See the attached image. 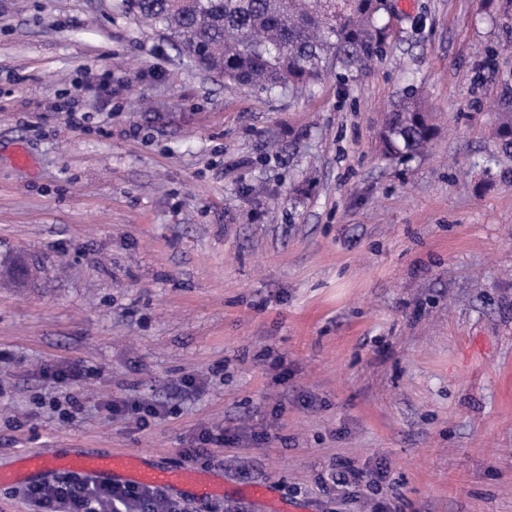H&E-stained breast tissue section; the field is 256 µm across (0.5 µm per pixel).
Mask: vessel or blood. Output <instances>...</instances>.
Masks as SVG:
<instances>
[{
	"instance_id": "1",
	"label": "vessel or blood",
	"mask_w": 512,
	"mask_h": 512,
	"mask_svg": "<svg viewBox=\"0 0 512 512\" xmlns=\"http://www.w3.org/2000/svg\"><path fill=\"white\" fill-rule=\"evenodd\" d=\"M64 470L113 485L136 484L196 496L221 489L224 485L219 473L209 474L203 482L190 467L171 469L141 456L115 452L91 456L74 452L61 460L48 448L24 452L12 466L1 468L0 485L19 484L34 476L45 478Z\"/></svg>"
}]
</instances>
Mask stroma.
<instances>
[{
  "label": "stroma",
  "instance_id": "35a3bbf8",
  "mask_svg": "<svg viewBox=\"0 0 512 512\" xmlns=\"http://www.w3.org/2000/svg\"><path fill=\"white\" fill-rule=\"evenodd\" d=\"M510 10L412 0L369 70L295 96L195 70L122 0H0V259L38 268L0 283V467L39 448L180 467L224 428L237 442L193 461L224 494L190 512H275L253 483L311 512H512V161L475 163ZM409 91L439 134L391 161L377 129ZM73 363L79 382L41 375ZM114 396L168 414L140 429ZM380 466L387 493L318 488Z\"/></svg>",
  "mask_w": 512,
  "mask_h": 512
}]
</instances>
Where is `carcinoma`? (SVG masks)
<instances>
[{
    "label": "carcinoma",
    "instance_id": "cac0c4a2",
    "mask_svg": "<svg viewBox=\"0 0 512 512\" xmlns=\"http://www.w3.org/2000/svg\"><path fill=\"white\" fill-rule=\"evenodd\" d=\"M149 26L162 27L193 67L258 91L307 92L328 75L362 71L391 35L386 0H124ZM497 118L498 153L512 158V88ZM436 134L423 102L403 96L379 132L383 156L424 153Z\"/></svg>",
    "mask_w": 512,
    "mask_h": 512
}]
</instances>
